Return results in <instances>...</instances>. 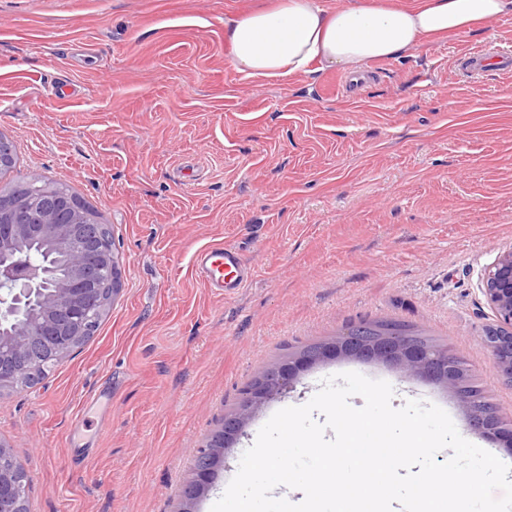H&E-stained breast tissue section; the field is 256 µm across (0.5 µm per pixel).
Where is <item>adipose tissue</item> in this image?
Returning a JSON list of instances; mask_svg holds the SVG:
<instances>
[{
  "label": "adipose tissue",
  "mask_w": 512,
  "mask_h": 512,
  "mask_svg": "<svg viewBox=\"0 0 512 512\" xmlns=\"http://www.w3.org/2000/svg\"><path fill=\"white\" fill-rule=\"evenodd\" d=\"M512 15V0H276L224 22L233 66L266 81L338 68L360 77L373 60L398 58L433 40Z\"/></svg>",
  "instance_id": "obj_1"
}]
</instances>
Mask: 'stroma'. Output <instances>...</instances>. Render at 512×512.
<instances>
[{
	"instance_id": "1",
	"label": "stroma",
	"mask_w": 512,
	"mask_h": 512,
	"mask_svg": "<svg viewBox=\"0 0 512 512\" xmlns=\"http://www.w3.org/2000/svg\"><path fill=\"white\" fill-rule=\"evenodd\" d=\"M261 0H0V135L14 178L66 184L110 225L122 288L94 335L34 385L0 392V440L27 512H180L196 450L262 368L363 320L436 338L512 424L481 339L483 269L512 249V78L461 52L512 48V16L418 55L260 81L224 19ZM250 271L219 296L202 247ZM357 372L445 410L512 465L440 387L335 360L263 406L194 512H210L260 428Z\"/></svg>"
}]
</instances>
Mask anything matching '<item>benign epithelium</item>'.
I'll list each match as a JSON object with an SVG mask.
<instances>
[{
	"instance_id": "7a95c632",
	"label": "benign epithelium",
	"mask_w": 512,
	"mask_h": 512,
	"mask_svg": "<svg viewBox=\"0 0 512 512\" xmlns=\"http://www.w3.org/2000/svg\"><path fill=\"white\" fill-rule=\"evenodd\" d=\"M30 239L49 243L66 259L64 271L47 292L48 267L22 248ZM119 265L109 225L91 220L77 199H37L0 189V285L5 287L0 293V319L17 316L11 327H0V390L24 385L44 363L64 360L93 334L121 289ZM479 287L495 318L482 340L491 351L494 370L512 382L511 249L484 269ZM335 359L395 368L449 391L472 429L512 452V425L502 424L459 393L460 366L455 358L449 355L442 361L432 348L399 333L364 338L352 328L260 371L256 384L244 391L238 411L197 449L193 477L184 490V512H192L191 505L207 491L226 448L237 441L255 413L284 396L302 373ZM26 479L11 447L0 440V512H22Z\"/></svg>"
}]
</instances>
